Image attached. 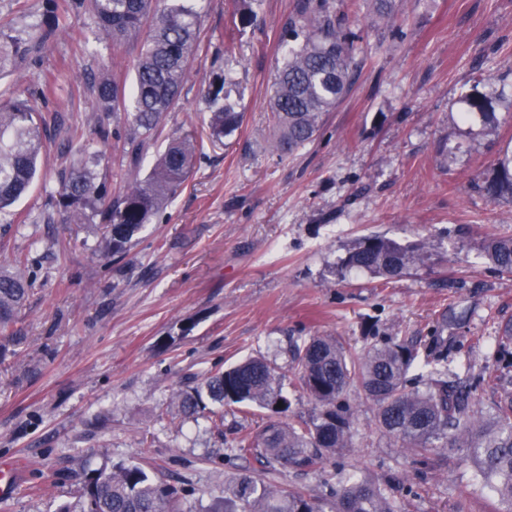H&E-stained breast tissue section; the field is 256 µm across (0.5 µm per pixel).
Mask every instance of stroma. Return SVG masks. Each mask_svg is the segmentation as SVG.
I'll return each instance as SVG.
<instances>
[{"label":"stroma","instance_id":"stroma-1","mask_svg":"<svg viewBox=\"0 0 512 512\" xmlns=\"http://www.w3.org/2000/svg\"><path fill=\"white\" fill-rule=\"evenodd\" d=\"M69 2L0 0V40L33 47L0 71V105L31 100L45 126L39 176L0 216V264L25 258L35 280L0 353V462L20 469L0 512H57L78 501L88 469L120 463L183 489V512H211L225 486L249 472L321 501L340 470L381 484L400 512H498L474 469L457 466L461 449L431 451L443 466L414 463L375 428L374 405L357 394L348 396L350 448L268 473L255 457L231 456L230 444L274 414L225 408L218 433L205 418L180 415L172 398L206 372L260 355L283 374L294 422L313 409L293 369L304 337L333 335L360 349L373 324L379 335L426 342L452 309L460 321L444 333L448 368L483 375L476 397L489 407L504 365L493 337L497 321L512 317V276L493 271L480 240L512 235V203L488 201L473 181L512 145V0H401L400 41L360 14L351 24L356 81L290 157L271 148L269 99L292 0H263L246 28L234 0H204L198 58L154 142L160 149L193 134L198 159L120 259L102 255L98 224L46 220L70 168L87 166L114 198L152 163L130 166L127 117L100 108L92 89L115 75L132 83L139 43L113 54L89 9ZM226 70L243 121L218 144L200 89ZM481 75L498 92L492 138L457 119ZM445 144L453 156L440 154ZM375 233L426 242L430 258L387 283L363 273L338 280L347 247Z\"/></svg>","mask_w":512,"mask_h":512}]
</instances>
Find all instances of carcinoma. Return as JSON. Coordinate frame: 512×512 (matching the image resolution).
<instances>
[{"mask_svg": "<svg viewBox=\"0 0 512 512\" xmlns=\"http://www.w3.org/2000/svg\"><path fill=\"white\" fill-rule=\"evenodd\" d=\"M89 3L93 16L113 52L143 38L131 97H125L117 76L102 82L97 97L112 103V111L128 114L130 132L126 154L140 164L151 146L160 117L171 109L198 55L201 11L186 0H77ZM262 0H236L242 27L254 23ZM371 5L373 18L395 24L396 0H294L282 31L285 50L270 99L276 127L275 149L291 156L310 143L324 117L336 109L357 76V35L350 18ZM30 48L0 42V68ZM226 80L204 90L209 102L207 128L217 142L235 131L242 113L225 90ZM467 110L459 120L482 119L480 134L497 129L493 96L473 89L465 96ZM43 151V127L33 106L23 100L0 107V214L21 198L37 175ZM194 139L183 137L157 155L147 177L119 197L105 202L92 171L77 168L65 179L58 205L65 224H87L101 217L106 253L124 255L134 237L188 179L195 160ZM474 188L493 202L512 201V149L500 153L490 172ZM481 250L498 272L512 274V237L487 236ZM428 260L426 244L403 245L385 235L354 241L337 267V275L355 270L386 282ZM0 266V335L13 324L34 285L21 270ZM500 354L512 355V319L495 337ZM422 370L413 378L410 372ZM295 376L299 388L313 401L311 414L293 423H272L262 431L234 439L239 455H255L268 469L310 467L334 456L353 440L354 413L347 401L351 388L376 406L374 424L400 447L424 458L433 448L465 449L482 480L512 508V376H498L496 397L488 411L472 398V384L448 375V356L433 344L420 346L406 336L387 335L362 352L348 349L334 336H310L298 349ZM256 407L275 414L289 412L292 402L283 390L275 366L262 358L246 359L224 371L207 375L200 385L178 396V411L203 415L223 432L224 407ZM330 512H397L380 484L337 477ZM224 512H325L300 489H273L258 476L242 474L224 489ZM57 512H181L178 490L157 480L141 466L100 467L87 471L78 502Z\"/></svg>", "mask_w": 512, "mask_h": 512, "instance_id": "carcinoma-1", "label": "carcinoma"}]
</instances>
